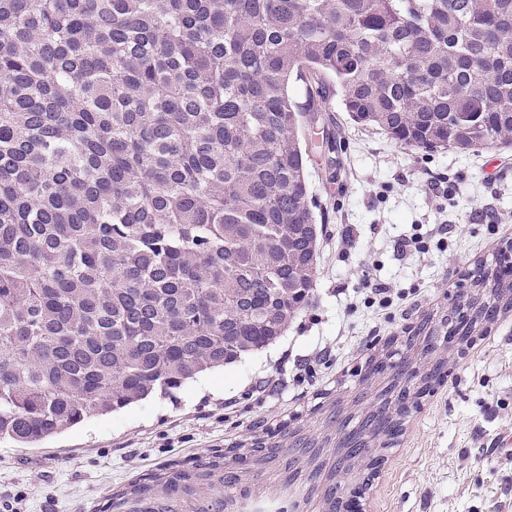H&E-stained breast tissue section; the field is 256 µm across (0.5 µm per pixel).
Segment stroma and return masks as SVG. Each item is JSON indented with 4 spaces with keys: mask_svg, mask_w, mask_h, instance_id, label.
Returning a JSON list of instances; mask_svg holds the SVG:
<instances>
[{
    "mask_svg": "<svg viewBox=\"0 0 512 512\" xmlns=\"http://www.w3.org/2000/svg\"><path fill=\"white\" fill-rule=\"evenodd\" d=\"M328 115L305 130L306 173L322 217L314 298L273 344L188 382L173 396L152 395L92 416L34 448L0 441V512H96L113 487L174 463L287 442L290 428L314 427L316 407L343 364L382 355L385 342L412 335L426 308L448 304L493 247L512 241V148L434 153L409 150L358 128L327 85ZM445 181L453 199H431L427 183ZM452 225L448 248L402 255L397 240L416 224ZM351 235L340 254L334 240ZM380 283L421 293L386 310L353 295L365 264ZM478 347L449 362L444 384L424 394L398 444L386 452L390 474L378 512H505L512 464L498 449L512 437V316L497 319ZM279 376L284 388L259 393ZM232 413H225V404Z\"/></svg>",
    "mask_w": 512,
    "mask_h": 512,
    "instance_id": "obj_1",
    "label": "stroma"
}]
</instances>
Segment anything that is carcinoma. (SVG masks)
<instances>
[{
    "instance_id": "cac0c4a2",
    "label": "carcinoma",
    "mask_w": 512,
    "mask_h": 512,
    "mask_svg": "<svg viewBox=\"0 0 512 512\" xmlns=\"http://www.w3.org/2000/svg\"><path fill=\"white\" fill-rule=\"evenodd\" d=\"M328 80L403 148L511 146L512 0H0V440L171 395L283 335L315 290L299 129ZM500 264L429 335L466 342L512 305Z\"/></svg>"
}]
</instances>
